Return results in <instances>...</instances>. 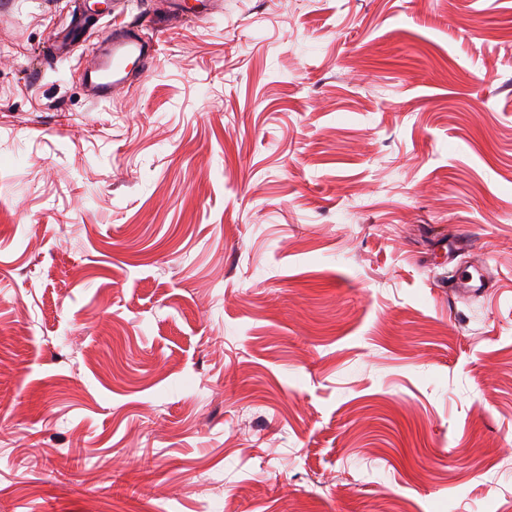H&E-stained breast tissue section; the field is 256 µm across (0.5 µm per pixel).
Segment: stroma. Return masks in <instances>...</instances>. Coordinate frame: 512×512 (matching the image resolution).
Wrapping results in <instances>:
<instances>
[{
	"label": "stroma",
	"mask_w": 512,
	"mask_h": 512,
	"mask_svg": "<svg viewBox=\"0 0 512 512\" xmlns=\"http://www.w3.org/2000/svg\"><path fill=\"white\" fill-rule=\"evenodd\" d=\"M228 499L512 512V0H0V512ZM105 41L104 53L89 62H79L76 68L87 79V86L96 102L111 98L116 88L131 80L135 63L141 71L147 70L154 51L138 34L124 27L108 31ZM492 282L491 271L486 263L462 271L456 270L448 276V295L453 297L460 294H477L490 288Z\"/></svg>",
	"instance_id": "stroma-1"
}]
</instances>
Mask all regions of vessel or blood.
Here are the masks:
<instances>
[{
	"label": "vessel or blood",
	"instance_id": "b4317fda",
	"mask_svg": "<svg viewBox=\"0 0 512 512\" xmlns=\"http://www.w3.org/2000/svg\"><path fill=\"white\" fill-rule=\"evenodd\" d=\"M106 50L88 62L77 65L86 77L94 101L109 99L116 88L132 79L135 70H147L153 57L151 46L130 29L118 27L105 36ZM488 265L455 271L448 278V294H477L490 287Z\"/></svg>",
	"mask_w": 512,
	"mask_h": 512
}]
</instances>
